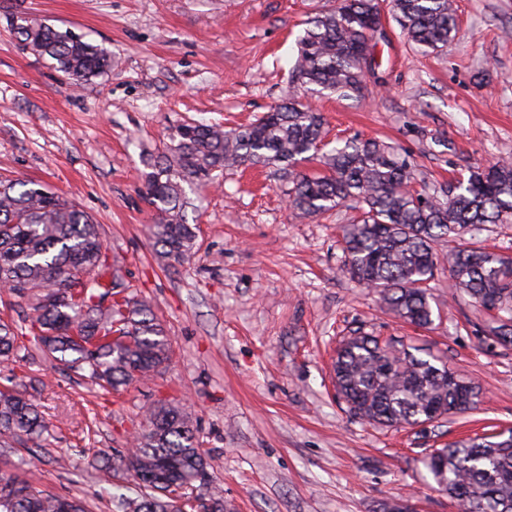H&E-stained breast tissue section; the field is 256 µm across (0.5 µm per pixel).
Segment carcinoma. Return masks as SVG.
<instances>
[{
	"instance_id": "cac0c4a2",
	"label": "carcinoma",
	"mask_w": 512,
	"mask_h": 512,
	"mask_svg": "<svg viewBox=\"0 0 512 512\" xmlns=\"http://www.w3.org/2000/svg\"><path fill=\"white\" fill-rule=\"evenodd\" d=\"M401 30L426 53L448 45L457 29L453 0H389ZM381 25L380 0H339L313 17L298 40L288 100L253 123L226 130L182 123L155 171L144 198L155 212L151 236L166 266L195 253L198 228L186 221V188L206 186L226 167L263 164L282 172L291 188L290 209L308 216L355 203L359 219L341 227L345 272L378 293L384 311L419 328L433 323L429 282L438 269L481 309L494 313L485 332L512 345V256L478 242L434 251L464 230L512 220V162L474 167L443 198L408 191L411 165L379 140L346 139L324 150V116L301 101L309 90L359 96L375 70L371 37ZM20 43L53 61L71 85L112 70V54L70 31L23 17L14 27ZM317 161L313 172L296 169ZM91 285H72L79 272ZM112 305L97 298L106 285ZM27 299L28 331L57 364L86 370L104 389L118 392L160 374L171 360L165 327L151 305L128 292L108 263L101 226L74 203L45 186L0 180V286ZM19 327L0 321V361L23 360ZM371 334L343 339L332 362L336 395L347 411L385 428H407L473 409L480 389L448 369L442 357ZM147 426L129 448L110 457L112 468L139 489L131 497L116 486L117 512H182L174 482L198 489L204 508L226 512L223 489L213 483L192 417L181 404L151 406ZM47 425L38 406L12 386H0V437L42 447ZM437 489L466 512H512V430L483 433L433 449L423 461ZM0 512H85L73 499L18 476L0 475Z\"/></svg>"
}]
</instances>
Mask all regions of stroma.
<instances>
[{"label":"stroma","mask_w":512,"mask_h":512,"mask_svg":"<svg viewBox=\"0 0 512 512\" xmlns=\"http://www.w3.org/2000/svg\"><path fill=\"white\" fill-rule=\"evenodd\" d=\"M459 31L424 53L392 18L379 66L361 97L307 95L331 135L397 148L419 184L441 192L471 166L512 159V0H454ZM336 0H0V175L44 184L103 228L106 254L130 292L145 298L170 339L172 362L121 394L85 372L55 368L36 346L0 363L38 405L43 447L0 443V474L112 512L111 472L98 453L126 448L146 410L189 407L228 512H379L399 496L419 512H456L422 464L426 452L467 435L512 428V346L492 343L486 315L432 283L431 328L384 312L375 292L344 271L342 207L302 217L271 166L224 170L191 194L198 250L164 267L154 256L148 173L174 126L249 124L282 103L306 22ZM37 17L107 49L111 71L69 88L51 60L18 43L17 17ZM367 332L441 356L479 386L477 410L382 429L336 399L331 355Z\"/></svg>","instance_id":"1"}]
</instances>
